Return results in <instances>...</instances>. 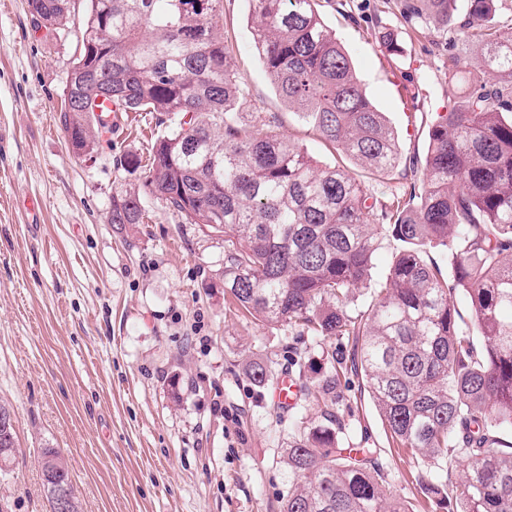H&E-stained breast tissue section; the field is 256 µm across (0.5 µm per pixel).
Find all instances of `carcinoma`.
<instances>
[{"mask_svg":"<svg viewBox=\"0 0 512 512\" xmlns=\"http://www.w3.org/2000/svg\"><path fill=\"white\" fill-rule=\"evenodd\" d=\"M85 2L82 73L63 89L62 129L86 126L91 150L110 132L97 114L104 84L110 111L155 113L168 132L148 162L127 153L120 165L146 167L145 186L167 207L224 234V292L239 312L320 345L313 378L296 353L292 379L321 421L296 414L280 452V512H430L445 501L448 512H512V443L499 438L512 431V27L497 25L498 0H405L403 18L433 28L462 91L437 115L423 162L401 171L394 131L314 0H246L275 92L354 164L398 171L382 197L281 138L277 114L249 111L224 44V0ZM27 4L35 26L66 25L69 0ZM143 219L139 193L112 197V223ZM383 234L403 247L356 307ZM247 375L270 382L261 362ZM354 382L387 440L427 462L418 503L390 486L383 449L365 436L343 446L354 409L340 408L342 384Z\"/></svg>","mask_w":512,"mask_h":512,"instance_id":"obj_1","label":"carcinoma"}]
</instances>
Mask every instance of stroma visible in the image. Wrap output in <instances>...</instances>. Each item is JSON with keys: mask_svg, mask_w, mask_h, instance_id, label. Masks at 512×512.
Returning <instances> with one entry per match:
<instances>
[{"mask_svg": "<svg viewBox=\"0 0 512 512\" xmlns=\"http://www.w3.org/2000/svg\"><path fill=\"white\" fill-rule=\"evenodd\" d=\"M350 54L402 158L422 157L427 129L459 86L425 24L400 0H316ZM245 0H224V42L247 99L280 116L279 134L308 142L275 94L251 43ZM83 0L57 34L35 29L27 0L0 8V404L16 432L0 471V512H48L43 449L66 458L83 512H279V461L290 411L253 386L250 360L288 370V329L238 316L224 293V238L205 234L116 160L147 156L165 134L149 112H116L112 133L76 157L56 115L81 47ZM395 29L399 54L377 38ZM140 191V224L107 220L112 197ZM42 202L37 228L24 203ZM368 433L397 494L417 497L422 461L389 448L371 404Z\"/></svg>", "mask_w": 512, "mask_h": 512, "instance_id": "stroma-1", "label": "stroma"}]
</instances>
